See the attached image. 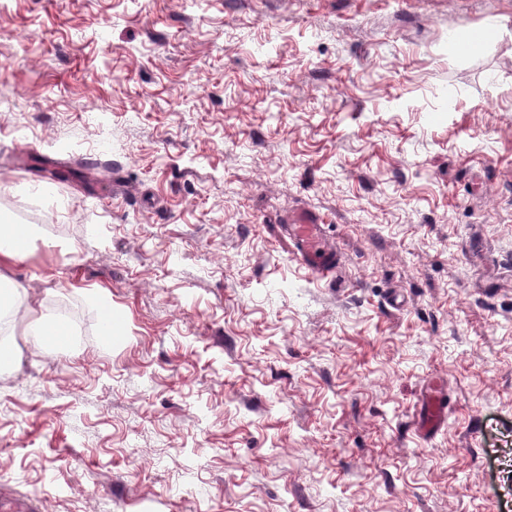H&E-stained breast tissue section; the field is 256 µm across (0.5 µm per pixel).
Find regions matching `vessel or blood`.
Wrapping results in <instances>:
<instances>
[{"label": "vessel or blood", "mask_w": 512, "mask_h": 512, "mask_svg": "<svg viewBox=\"0 0 512 512\" xmlns=\"http://www.w3.org/2000/svg\"><path fill=\"white\" fill-rule=\"evenodd\" d=\"M284 228L298 246L296 259L299 265L310 277L325 285L338 283L341 255L327 237L321 219L314 214L297 211L286 216ZM444 416L442 389L432 386L418 417V433L424 435L439 431Z\"/></svg>", "instance_id": "b4317fda"}]
</instances>
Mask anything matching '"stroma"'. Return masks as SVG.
Masks as SVG:
<instances>
[{"label":"stroma","mask_w":512,"mask_h":512,"mask_svg":"<svg viewBox=\"0 0 512 512\" xmlns=\"http://www.w3.org/2000/svg\"><path fill=\"white\" fill-rule=\"evenodd\" d=\"M0 100V212L45 236L0 275L78 338H16L1 498L512 507V0H0ZM300 209L345 289L297 264ZM445 416L444 396L439 385L430 388L421 413L418 417V434H429L439 431L443 426Z\"/></svg>","instance_id":"obj_1"}]
</instances>
